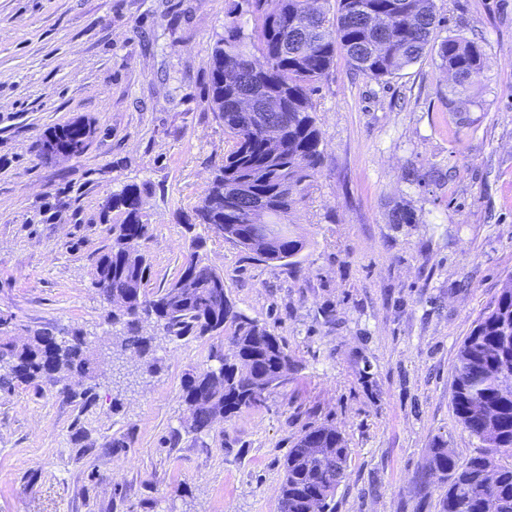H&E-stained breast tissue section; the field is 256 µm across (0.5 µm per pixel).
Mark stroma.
Returning <instances> with one entry per match:
<instances>
[{
  "label": "stroma",
  "instance_id": "1",
  "mask_svg": "<svg viewBox=\"0 0 512 512\" xmlns=\"http://www.w3.org/2000/svg\"><path fill=\"white\" fill-rule=\"evenodd\" d=\"M434 5L436 38L481 41L483 69L462 89L427 56L385 83L337 55L312 94L323 164L288 263L195 221L224 158L209 85L228 0H0V335L45 327L94 352L91 377L0 389V512H280L281 464L313 425L351 449L334 512H438L418 476L435 442L480 451L454 412L456 357L512 276V0ZM79 119L84 152L44 155ZM129 184L149 289L199 249L294 359L263 405L200 434L183 385L218 339L148 317L155 367L125 379L112 363L122 327L93 273Z\"/></svg>",
  "mask_w": 512,
  "mask_h": 512
}]
</instances>
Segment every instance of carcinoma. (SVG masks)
Masks as SVG:
<instances>
[{"instance_id":"carcinoma-1","label":"carcinoma","mask_w":512,"mask_h":512,"mask_svg":"<svg viewBox=\"0 0 512 512\" xmlns=\"http://www.w3.org/2000/svg\"><path fill=\"white\" fill-rule=\"evenodd\" d=\"M307 2L231 0L224 35L211 52V105L224 125L226 149L197 217L217 236L265 262L290 260L305 247L289 216L307 198L322 164L311 91L328 75L337 52L354 70L382 82L430 52L455 74L461 88L485 59L484 46L475 40L454 35L435 42L441 20L433 0H322L313 14ZM249 89L278 101L272 115L282 129L279 140H268L249 113L237 109V98ZM141 194L139 186L127 185L107 202L112 245L96 261L94 283L104 302L115 305L112 322L123 324L121 348L141 360L151 343L142 335L143 313L178 340L224 338L209 356L218 366L184 384L188 427L202 433L219 417L263 405L265 394L256 387L274 382L278 367L292 364V358L279 337L236 308L222 287L224 277L196 250L167 287L147 289L149 265L141 243L149 238V224L139 207ZM250 201L266 208L268 222L278 226V242L270 253L255 245L258 227L249 219ZM0 365L6 368L0 388L15 382L52 385L61 373L89 375L93 352L78 333L60 341L44 328L22 343L0 336ZM455 371V414L484 451L461 462L444 444L434 443L420 485L430 491V473L447 482L438 512H512V463L495 459L512 452V389L502 388L512 379V276L462 342ZM350 453L337 430L322 425L306 430L283 463L280 512H311L316 493L320 512H333Z\"/></svg>"}]
</instances>
